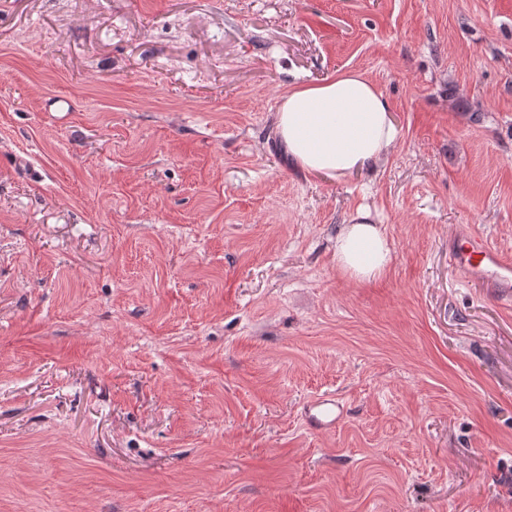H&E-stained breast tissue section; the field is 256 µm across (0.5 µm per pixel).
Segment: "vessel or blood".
<instances>
[{
    "label": "vessel or blood",
    "mask_w": 512,
    "mask_h": 512,
    "mask_svg": "<svg viewBox=\"0 0 512 512\" xmlns=\"http://www.w3.org/2000/svg\"><path fill=\"white\" fill-rule=\"evenodd\" d=\"M450 265L466 281L491 289L495 296H512V255L486 247L472 227L455 230L448 243ZM344 418L342 404L330 395L311 399L305 411V422L311 430L332 431Z\"/></svg>",
    "instance_id": "vessel-or-blood-1"
}]
</instances>
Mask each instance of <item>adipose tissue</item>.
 Instances as JSON below:
<instances>
[{
    "mask_svg": "<svg viewBox=\"0 0 512 512\" xmlns=\"http://www.w3.org/2000/svg\"><path fill=\"white\" fill-rule=\"evenodd\" d=\"M276 128L303 170L334 179L379 161L399 138L382 92L355 72L291 89L276 113ZM390 261L383 229L371 222L367 209L358 208L336 237L339 269L370 281L380 277Z\"/></svg>",
    "mask_w": 512,
    "mask_h": 512,
    "instance_id": "1",
    "label": "adipose tissue"
}]
</instances>
